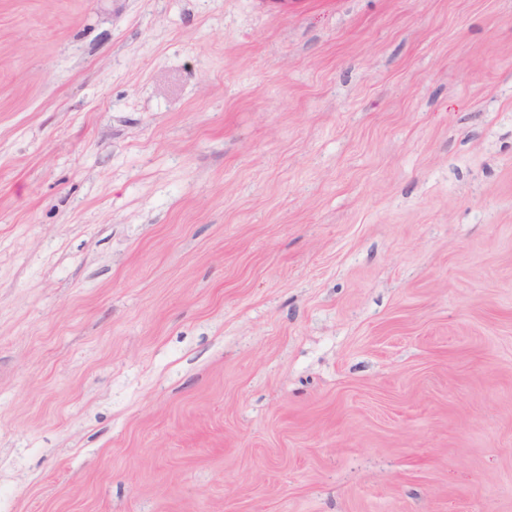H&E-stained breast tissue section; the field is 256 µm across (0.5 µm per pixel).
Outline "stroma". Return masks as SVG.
<instances>
[{"instance_id": "obj_1", "label": "stroma", "mask_w": 512, "mask_h": 512, "mask_svg": "<svg viewBox=\"0 0 512 512\" xmlns=\"http://www.w3.org/2000/svg\"><path fill=\"white\" fill-rule=\"evenodd\" d=\"M0 512H512V0H0Z\"/></svg>"}]
</instances>
